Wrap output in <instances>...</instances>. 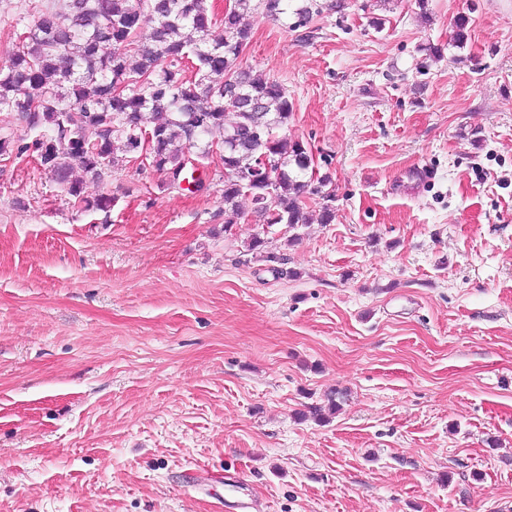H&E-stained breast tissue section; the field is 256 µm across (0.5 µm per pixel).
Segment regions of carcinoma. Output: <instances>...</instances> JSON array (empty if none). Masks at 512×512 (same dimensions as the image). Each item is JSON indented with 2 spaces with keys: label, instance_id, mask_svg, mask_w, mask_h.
<instances>
[{
  "label": "carcinoma",
  "instance_id": "1",
  "mask_svg": "<svg viewBox=\"0 0 512 512\" xmlns=\"http://www.w3.org/2000/svg\"><path fill=\"white\" fill-rule=\"evenodd\" d=\"M256 1L266 17L288 19L290 0H231L224 37L212 39L207 0H68L61 16L48 0H28L13 25L8 64L0 67V110L15 113L34 138L16 145L0 137V156L32 158L73 206L108 212L115 197L85 198L75 170L100 179L148 146L156 171H184L191 153L203 159L216 148L224 160V231L244 216L243 198L260 224L286 225L291 241L307 223L310 194L323 200L320 223H331V177H314L311 150L276 134L292 114L288 92L240 65L251 39L243 19ZM324 8L336 4L306 0L294 9V27ZM227 77L239 94L236 105L224 104ZM90 128L97 139L87 136ZM262 157L279 170L272 183L253 169Z\"/></svg>",
  "mask_w": 512,
  "mask_h": 512
}]
</instances>
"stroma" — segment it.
Masks as SVG:
<instances>
[{
  "instance_id": "1",
  "label": "stroma",
  "mask_w": 512,
  "mask_h": 512,
  "mask_svg": "<svg viewBox=\"0 0 512 512\" xmlns=\"http://www.w3.org/2000/svg\"><path fill=\"white\" fill-rule=\"evenodd\" d=\"M340 3L247 18L335 189L297 242L225 230L216 156L83 178L107 213L0 160V512H214L189 469L266 512H512V0Z\"/></svg>"
}]
</instances>
